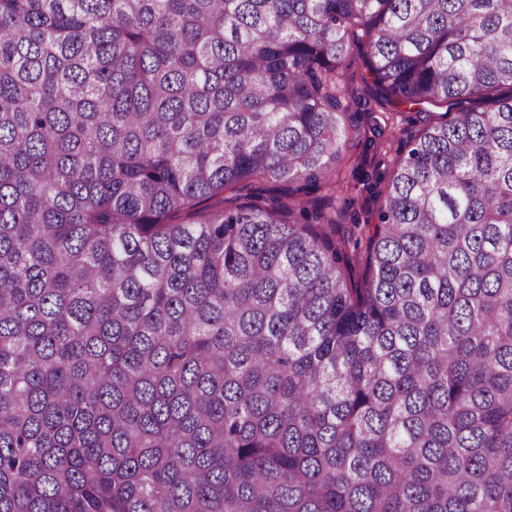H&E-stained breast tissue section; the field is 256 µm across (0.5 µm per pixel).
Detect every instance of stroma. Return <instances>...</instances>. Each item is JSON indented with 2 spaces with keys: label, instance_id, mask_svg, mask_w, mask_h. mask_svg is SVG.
Wrapping results in <instances>:
<instances>
[{
  "label": "stroma",
  "instance_id": "35a3bbf8",
  "mask_svg": "<svg viewBox=\"0 0 512 512\" xmlns=\"http://www.w3.org/2000/svg\"><path fill=\"white\" fill-rule=\"evenodd\" d=\"M365 48H354L346 70L343 118L353 131L345 139L336 164V222L340 234L353 225L376 221L388 178L407 153L408 141L421 127L422 115L438 120L444 106H427L425 113L379 103L367 68Z\"/></svg>",
  "mask_w": 512,
  "mask_h": 512
}]
</instances>
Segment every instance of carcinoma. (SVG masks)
Instances as JSON below:
<instances>
[{
    "instance_id": "carcinoma-1",
    "label": "carcinoma",
    "mask_w": 512,
    "mask_h": 512,
    "mask_svg": "<svg viewBox=\"0 0 512 512\" xmlns=\"http://www.w3.org/2000/svg\"><path fill=\"white\" fill-rule=\"evenodd\" d=\"M0 512H512V0H0ZM365 47L353 48L346 69L344 97L348 112L342 123L349 125L342 157L336 163V222L340 235L347 236L352 224H375L388 178L407 153L411 135L429 115L439 120L445 104L392 107L375 99L367 68ZM422 108L427 113H417ZM356 128L354 132L353 128Z\"/></svg>"
}]
</instances>
